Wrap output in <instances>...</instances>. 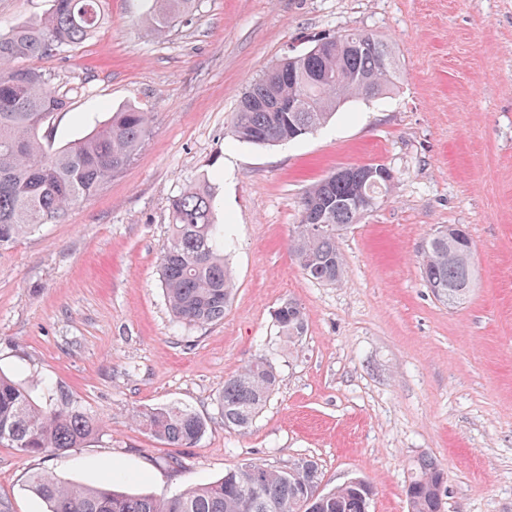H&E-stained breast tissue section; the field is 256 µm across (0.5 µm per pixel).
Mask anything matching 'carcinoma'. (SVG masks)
Masks as SVG:
<instances>
[{"label": "carcinoma", "instance_id": "carcinoma-1", "mask_svg": "<svg viewBox=\"0 0 512 512\" xmlns=\"http://www.w3.org/2000/svg\"><path fill=\"white\" fill-rule=\"evenodd\" d=\"M106 0H52L50 11L0 34V249L60 222L89 200L135 159L151 134L152 116L128 106L86 136L55 146L42 130L66 105L39 62L82 44L107 21ZM137 23L166 35L191 16L196 0H145ZM326 51L285 56L242 94L234 136L242 143L275 145L305 137L353 98H375L401 79L396 48L374 33L348 30L332 34ZM25 59L30 65L10 63ZM375 164L346 167L342 179L326 176L301 199V215L289 239V252L305 277L321 285L344 280L345 259L339 239L364 212L354 197L376 202L389 197L395 179L376 180ZM320 224L322 229L309 230ZM225 224L215 217V193L204 178L173 197L170 237L160 257V277L171 313L181 324L205 326L224 319L234 289L224 258ZM471 240L460 226L432 233L421 252L425 285L439 301L455 307L466 302L475 281ZM282 336L293 344L305 332L302 307L288 300L274 310ZM278 378L258 357L224 381L217 398L224 426L246 429L266 406ZM45 405L30 389L0 372V444L31 456L79 448L99 435L100 421L75 405L52 383L41 382ZM140 425L175 448H190L203 436L207 421L177 404L148 409ZM321 482L318 464L301 459L284 470L255 461L228 469L218 480L168 499L129 494L108 483L85 487L37 473L31 490L48 512H305L311 487ZM442 470L430 457L415 465L407 488L410 512H441ZM370 498L352 484L328 491L312 512H368Z\"/></svg>", "mask_w": 512, "mask_h": 512}]
</instances>
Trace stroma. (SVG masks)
<instances>
[{"instance_id": "1", "label": "stroma", "mask_w": 512, "mask_h": 512, "mask_svg": "<svg viewBox=\"0 0 512 512\" xmlns=\"http://www.w3.org/2000/svg\"><path fill=\"white\" fill-rule=\"evenodd\" d=\"M141 8L108 0L92 38L40 63L67 95L56 145L126 106L153 123L99 194L0 249V371L51 381L104 423L50 457L0 446V512H44L29 488L40 472L166 499L246 460L304 457L324 489L360 477L369 512H409L423 456L443 472L442 512H512V0H197L163 37L137 24ZM347 29L398 47V87L291 143L235 141L244 89ZM370 162L394 169L393 193L343 235V283H312L288 251L301 198ZM204 174L235 286L222 321L189 327L168 309L159 257L172 197ZM451 225L469 232L476 274L456 308L420 272L424 239ZM289 300L307 317L292 346L272 317ZM258 356L278 389L249 429L225 427L217 397ZM170 403L206 419L194 447L136 422Z\"/></svg>"}]
</instances>
